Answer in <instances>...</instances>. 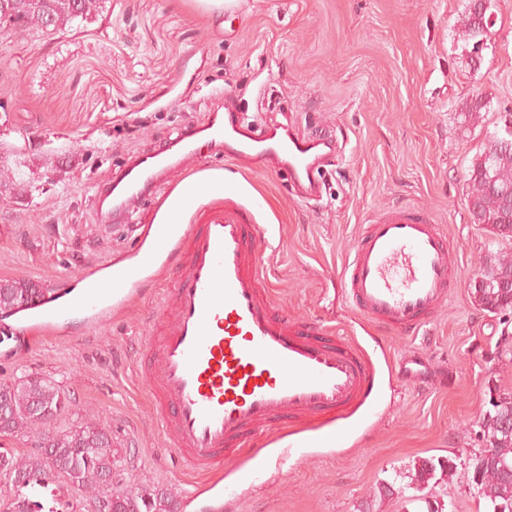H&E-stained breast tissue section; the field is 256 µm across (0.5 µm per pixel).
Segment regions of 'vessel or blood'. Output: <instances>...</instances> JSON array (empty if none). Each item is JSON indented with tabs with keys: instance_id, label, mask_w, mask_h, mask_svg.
<instances>
[{
	"instance_id": "obj_1",
	"label": "vessel or blood",
	"mask_w": 512,
	"mask_h": 512,
	"mask_svg": "<svg viewBox=\"0 0 512 512\" xmlns=\"http://www.w3.org/2000/svg\"><path fill=\"white\" fill-rule=\"evenodd\" d=\"M324 137H304L250 126L244 115L213 116L185 129L156 152L139 156L102 186L111 208L125 212L146 187L185 157L208 171L203 147L220 145L224 156L251 169L276 165L303 195L319 191ZM256 204L216 186L199 184L194 200L171 223L155 227L157 253L181 270L159 312L160 330L149 340L143 379L162 429V446L193 472L219 484L239 449L283 426H323L374 406L383 372L355 339L332 325L289 316L265 286L260 255L277 243L256 222ZM108 279L81 274L80 291L68 282L52 289L55 306L27 307L28 329L52 335L60 321L85 313L105 321L107 307H122L153 263ZM456 257L447 235L415 210H392L365 225L340 271L339 292L352 310L379 328L407 338L442 310ZM427 356L412 350L399 364L406 382L422 378Z\"/></svg>"
}]
</instances>
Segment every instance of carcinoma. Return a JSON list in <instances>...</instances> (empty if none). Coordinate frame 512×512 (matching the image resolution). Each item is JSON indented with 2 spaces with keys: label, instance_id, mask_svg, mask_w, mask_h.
<instances>
[{
  "label": "carcinoma",
  "instance_id": "obj_1",
  "mask_svg": "<svg viewBox=\"0 0 512 512\" xmlns=\"http://www.w3.org/2000/svg\"><path fill=\"white\" fill-rule=\"evenodd\" d=\"M110 0H0V31L12 23L22 31H36L54 37L74 26L89 24L107 10ZM485 28L467 3L462 19V36L477 45ZM501 189L512 190V126L488 138L483 152L470 167L472 190L467 205L478 223L503 240H512V214L503 210L499 192L490 189L486 176ZM29 183L16 180L9 171L0 172V195L12 196ZM512 284V255L494 257L481 272V283L473 288L475 304L496 312L512 308L507 302ZM34 282L11 280L0 288V310L29 306L42 296ZM70 405L67 395L52 381L24 376L0 383V412L6 423L0 433L12 435L33 431L45 441L37 455L0 449V471L18 478L14 493L0 504V512H64L60 495L52 485L63 478L88 499L105 501V512H174L172 500L162 491L140 494L132 490H105V476L116 468L112 435L99 422L87 421L64 434L55 431L58 418ZM488 449L470 464V480L485 502L486 512H512V405H493L488 419ZM456 469L452 459H422L414 464L411 485L421 491L437 476L449 477Z\"/></svg>",
  "mask_w": 512,
  "mask_h": 512
}]
</instances>
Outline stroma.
Instances as JSON below:
<instances>
[{
	"label": "stroma",
	"mask_w": 512,
	"mask_h": 512,
	"mask_svg": "<svg viewBox=\"0 0 512 512\" xmlns=\"http://www.w3.org/2000/svg\"><path fill=\"white\" fill-rule=\"evenodd\" d=\"M466 3L242 0L217 22L187 0H112L97 21L51 39L0 32V162L33 184L16 202H0V281L25 278L48 289L137 258L192 163L109 224L98 218L97 188L130 157L204 121L219 90L248 120L326 133L341 146L310 200L296 198L274 168L247 171L207 155L226 188L262 195L263 223L280 226V248L262 267L288 315L347 325L336 278L363 226L387 211H423L447 232L456 280L424 337L386 335L382 353L367 331H355L378 360L427 352L425 383H384L380 402L354 416L351 437L339 444L325 426L282 430L300 446L282 475L263 468L273 445L243 449L224 470L240 512H423L413 465L448 457L456 471L432 487V500L443 512H485L469 462L486 446L479 421L489 388L512 389V311L483 310L470 292L490 258L512 253V241L474 223L467 200L473 158L512 113V0H494L495 23L476 61L460 36ZM475 101L484 104L482 117L469 124L461 112ZM178 276L163 268L145 297L101 326L73 320L14 356L11 340L0 341V381L53 380L70 399L58 430L89 420L109 426L121 489H159L176 512H202L186 494L181 462L161 447L138 366ZM447 372L454 380L444 386Z\"/></svg>",
	"instance_id": "stroma-1"
}]
</instances>
